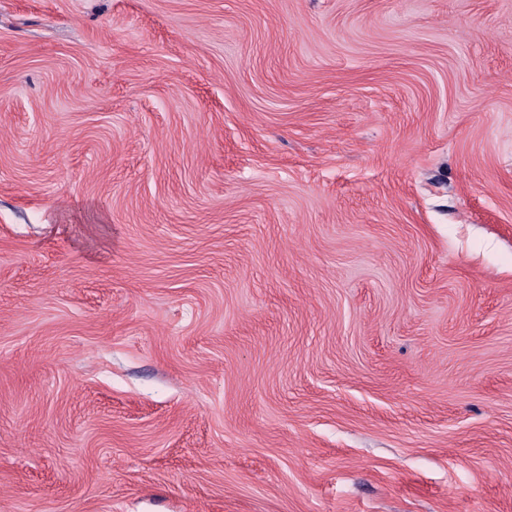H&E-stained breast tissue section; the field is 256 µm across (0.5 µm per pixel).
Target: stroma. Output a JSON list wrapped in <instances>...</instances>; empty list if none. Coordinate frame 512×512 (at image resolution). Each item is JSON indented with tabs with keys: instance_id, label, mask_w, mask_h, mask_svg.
Wrapping results in <instances>:
<instances>
[{
	"instance_id": "35a3bbf8",
	"label": "stroma",
	"mask_w": 512,
	"mask_h": 512,
	"mask_svg": "<svg viewBox=\"0 0 512 512\" xmlns=\"http://www.w3.org/2000/svg\"><path fill=\"white\" fill-rule=\"evenodd\" d=\"M0 512H512V0H0Z\"/></svg>"
}]
</instances>
